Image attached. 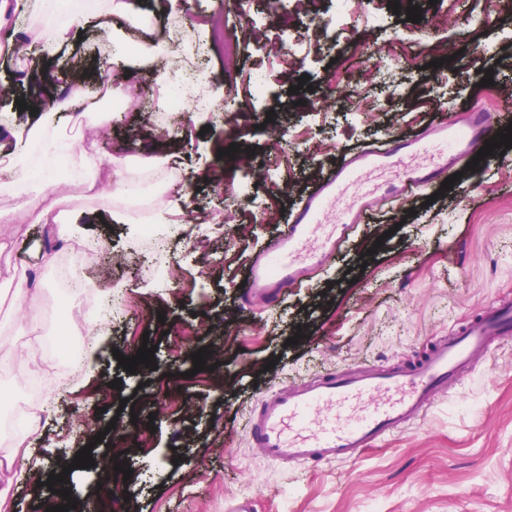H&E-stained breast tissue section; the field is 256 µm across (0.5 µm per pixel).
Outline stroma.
<instances>
[{
    "label": "stroma",
    "instance_id": "obj_1",
    "mask_svg": "<svg viewBox=\"0 0 512 512\" xmlns=\"http://www.w3.org/2000/svg\"><path fill=\"white\" fill-rule=\"evenodd\" d=\"M188 2L195 22L183 52L198 62L210 104H186L179 141L156 138L158 112H114L103 100L53 126L112 169L169 157L166 177L141 182V199L177 200L192 223L154 244L109 189L73 193L87 176L58 160V210L74 241L100 239L112 252L74 275L130 304L129 317L108 324L98 298L65 284L58 267H42L49 228L32 222L22 199L0 198V209L19 215L0 224V351L13 354L0 364V423L29 400L35 373L42 393L63 392L94 432L143 421L125 496L111 512H224L243 496L255 512H512V340L476 357L462 392L441 395L424 421L359 459L284 467L248 441L263 395L328 371L416 362L484 307L512 301V148L495 149L433 203L417 198L397 215L379 202L323 268L274 305H246L240 288L253 255L342 155L423 131L442 109L459 123L470 106L512 123V19L496 0H413L416 23L394 12V0H316L309 10L281 0ZM213 13L223 14L240 55L200 51L199 24ZM260 42L288 46L294 67L274 66L258 99L250 74ZM111 51L94 26L63 48L85 73ZM488 76L492 85L481 86ZM233 144L238 152L223 161ZM33 273L39 292L16 300L9 284ZM64 303L86 305L87 322L101 328L96 358L78 369L52 348ZM34 305L45 316L31 334L22 326ZM145 343L156 348L155 368L123 370L118 356ZM203 347L197 373L192 356ZM45 417L20 464L27 481L0 479L10 512H41L48 487L32 474L65 454L61 417L53 408Z\"/></svg>",
    "mask_w": 512,
    "mask_h": 512
}]
</instances>
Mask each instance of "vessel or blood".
Listing matches in <instances>:
<instances>
[{"instance_id": "vessel-or-blood-1", "label": "vessel or blood", "mask_w": 512, "mask_h": 512, "mask_svg": "<svg viewBox=\"0 0 512 512\" xmlns=\"http://www.w3.org/2000/svg\"><path fill=\"white\" fill-rule=\"evenodd\" d=\"M496 133L490 113L474 110L466 124L442 119L424 132L345 155L247 267L246 301L268 304L284 296L366 221L375 204L383 200L397 208L434 189L456 161L474 158ZM398 166L403 172L394 182L365 181L371 172ZM348 194L352 204L340 206ZM511 337L512 302L503 301L440 339L413 365L330 372L264 396L252 412L250 446L265 461L283 466L356 459L422 421L442 393L463 388L475 354L493 352Z\"/></svg>"}]
</instances>
